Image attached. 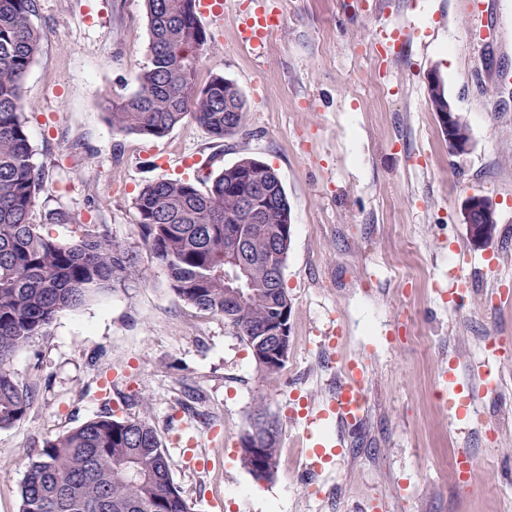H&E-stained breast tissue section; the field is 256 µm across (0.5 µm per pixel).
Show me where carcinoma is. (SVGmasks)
<instances>
[{
	"instance_id": "cac0c4a2",
	"label": "carcinoma",
	"mask_w": 512,
	"mask_h": 512,
	"mask_svg": "<svg viewBox=\"0 0 512 512\" xmlns=\"http://www.w3.org/2000/svg\"><path fill=\"white\" fill-rule=\"evenodd\" d=\"M198 0H144L150 65L134 77L135 90L102 108L112 129L163 138L190 118L214 139L236 136L245 124L242 91L219 71L206 83L197 74L212 53L199 20ZM36 0H0V428L21 421L33 404L30 389L11 370L15 352L64 310L83 306L98 290L125 284L137 254L96 225L62 242L48 224H75L57 207L33 222L47 190L33 161L24 118L23 84L41 53L44 34L33 24ZM146 184L134 202L139 237L164 267L170 288L185 304L219 316L252 357L266 351L274 310L292 311L282 273L292 237L291 207L276 171L244 156L204 179ZM241 236L249 277L245 298H231L224 281V243ZM241 466L269 480L278 467L279 441L261 445ZM19 512H190L171 476L166 448L145 418L101 415L28 455Z\"/></svg>"
}]
</instances>
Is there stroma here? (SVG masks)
Returning <instances> with one entry per match:
<instances>
[{
  "instance_id": "1",
  "label": "stroma",
  "mask_w": 512,
  "mask_h": 512,
  "mask_svg": "<svg viewBox=\"0 0 512 512\" xmlns=\"http://www.w3.org/2000/svg\"><path fill=\"white\" fill-rule=\"evenodd\" d=\"M247 0L202 17L222 71L246 99L244 134L216 141L193 120L150 139L113 132L103 99L131 93L150 63L144 0H37L42 51L22 89L33 161L50 192L34 214L64 207L137 251L126 287L62 312L18 350L11 367L34 393L20 422L0 428V512H18L29 453L96 416L145 417L192 512H512V423L472 395L491 365L512 404V309L495 307L491 274L512 289V0H279L282 28L262 46L239 39ZM409 22L405 45L382 50L386 23ZM438 71L471 135L454 154L429 106ZM268 163L291 205L283 268L291 299L285 367L264 375L223 319L172 292L144 250L134 202L148 183L214 175L241 157ZM473 194L496 205L498 236L476 247L462 208ZM417 323L432 344L421 358ZM344 339L333 354L319 343ZM362 358L368 408L319 473L322 497L299 481L313 448L305 417L335 382L331 360ZM454 370L461 400L480 418L459 421L442 383ZM282 425L277 474L256 480L237 461L256 405ZM196 436L193 460L174 434ZM475 461L467 493L442 463Z\"/></svg>"
}]
</instances>
